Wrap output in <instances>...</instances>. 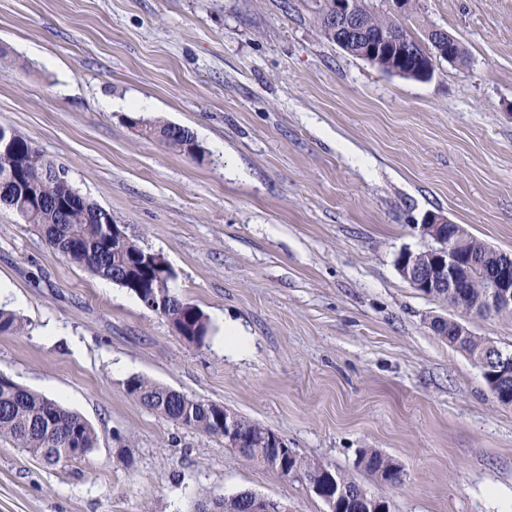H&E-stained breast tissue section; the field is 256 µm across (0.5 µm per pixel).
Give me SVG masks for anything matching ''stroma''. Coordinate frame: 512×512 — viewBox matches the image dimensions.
<instances>
[{
    "instance_id": "35a3bbf8",
    "label": "stroma",
    "mask_w": 512,
    "mask_h": 512,
    "mask_svg": "<svg viewBox=\"0 0 512 512\" xmlns=\"http://www.w3.org/2000/svg\"><path fill=\"white\" fill-rule=\"evenodd\" d=\"M314 0H0V123L161 254L203 344L62 259L0 209V374L76 411L98 441L55 466L0 438V512H189L243 490L327 512L304 483L127 391L141 376L223 405L337 468L393 512H512V406L435 335L460 311L399 274L439 213L512 254V0H416L462 63L425 81L328 40ZM188 128L201 159L135 119ZM236 326L247 344L224 348ZM375 448L391 486L358 463ZM359 464L362 465L366 471L388 484H397L402 479L403 472L400 465L375 449H363Z\"/></svg>"
}]
</instances>
